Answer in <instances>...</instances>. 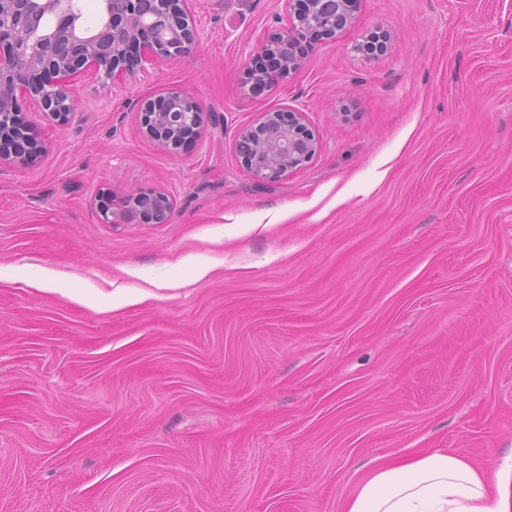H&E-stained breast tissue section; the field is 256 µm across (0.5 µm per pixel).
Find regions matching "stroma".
Wrapping results in <instances>:
<instances>
[{"label":"stroma","instance_id":"stroma-1","mask_svg":"<svg viewBox=\"0 0 512 512\" xmlns=\"http://www.w3.org/2000/svg\"><path fill=\"white\" fill-rule=\"evenodd\" d=\"M184 57L72 84L0 165V512H339L374 464L512 463V0H361L255 91L281 0H191ZM216 123L172 149L138 108ZM301 109L314 157L274 182L235 138ZM163 189L169 220L129 195ZM111 194L112 220L98 208ZM210 259L200 281L185 258ZM50 272L58 291L30 288ZM116 307L119 283L148 288ZM76 292L85 302L73 301ZM139 114L143 132L167 148H178L194 137L205 115L200 103L179 89H171L156 99L145 101Z\"/></svg>","mask_w":512,"mask_h":512}]
</instances>
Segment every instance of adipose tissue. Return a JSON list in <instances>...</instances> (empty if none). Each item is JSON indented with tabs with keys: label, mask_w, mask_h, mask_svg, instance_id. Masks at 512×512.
Returning <instances> with one entry per match:
<instances>
[{
	"label": "adipose tissue",
	"mask_w": 512,
	"mask_h": 512,
	"mask_svg": "<svg viewBox=\"0 0 512 512\" xmlns=\"http://www.w3.org/2000/svg\"><path fill=\"white\" fill-rule=\"evenodd\" d=\"M341 512H512V478L439 448L373 465Z\"/></svg>",
	"instance_id": "obj_1"
}]
</instances>
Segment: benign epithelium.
<instances>
[{
  "mask_svg": "<svg viewBox=\"0 0 512 512\" xmlns=\"http://www.w3.org/2000/svg\"><path fill=\"white\" fill-rule=\"evenodd\" d=\"M186 0H126L121 12L102 0V19L88 30L80 24L76 0H0V164H27L42 152L21 100L37 99L49 122H63L75 99L70 79L101 70L115 79L141 67L154 56L189 54L199 37L185 9ZM359 0H305L290 16V27L277 38L288 55L274 59L286 76L301 65L298 42L309 34L336 38L352 24ZM143 132L159 145L178 148L194 137L204 122L200 103L183 90L172 89L144 102ZM304 111L288 115L268 112L255 126L238 132L241 165L259 181H274L308 162L316 142L305 132ZM148 223L162 224L172 210L165 190L130 198Z\"/></svg>",
  "mask_w": 512,
  "mask_h": 512,
  "instance_id": "7a95c632",
  "label": "benign epithelium"
}]
</instances>
